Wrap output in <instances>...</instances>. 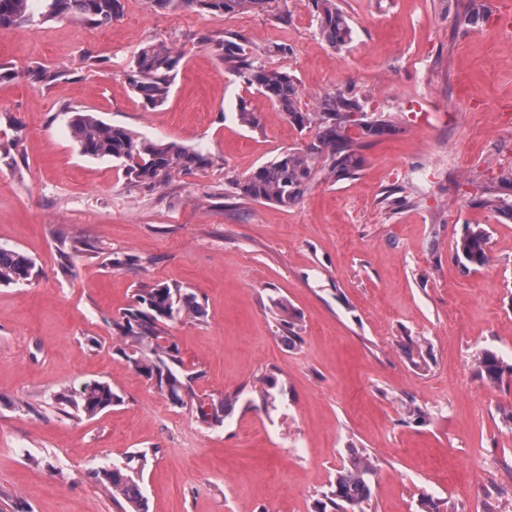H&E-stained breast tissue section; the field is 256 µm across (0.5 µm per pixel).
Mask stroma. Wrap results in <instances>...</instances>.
Listing matches in <instances>:
<instances>
[{
  "instance_id": "1",
  "label": "stroma",
  "mask_w": 512,
  "mask_h": 512,
  "mask_svg": "<svg viewBox=\"0 0 512 512\" xmlns=\"http://www.w3.org/2000/svg\"><path fill=\"white\" fill-rule=\"evenodd\" d=\"M351 42L332 48L310 0L214 16L121 0L106 26L70 21L0 29V154L24 141L18 170L0 161V246L35 276L0 285V512H117L92 477L147 453L148 512H313L349 444L377 457L367 512H512V379L478 380L483 348L512 362V217L479 205L512 197V36L491 23L496 0H336ZM481 21L464 24L465 14ZM235 35L248 55L288 71L301 111L341 94L393 132L367 139L350 178H318L284 207L236 195L251 169L315 137L225 69L205 35ZM182 54L167 101L144 108L124 72L149 41ZM284 54H272L277 43ZM60 72L44 84L31 70ZM259 119L241 124L240 103ZM95 112L151 141L220 165L151 190L119 161L80 154L67 108ZM490 235V264L465 272L463 225ZM71 255L63 273L62 252ZM180 284L204 315L168 337L205 402L237 395L223 423L140 376L114 321L137 289ZM300 314L288 345L273 299ZM426 338L427 370L397 350ZM279 378L259 408L256 378ZM93 380L121 401L92 417L55 396ZM428 414L405 419L400 400Z\"/></svg>"
}]
</instances>
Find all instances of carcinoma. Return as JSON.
Returning <instances> with one entry per match:
<instances>
[{"instance_id": "cac0c4a2", "label": "carcinoma", "mask_w": 512, "mask_h": 512, "mask_svg": "<svg viewBox=\"0 0 512 512\" xmlns=\"http://www.w3.org/2000/svg\"><path fill=\"white\" fill-rule=\"evenodd\" d=\"M39 12L31 10L29 0H0V28L23 24L43 25L53 21L74 20L104 26L112 23L122 10L120 0H39ZM277 0H149L156 9L188 6L216 16L235 14L245 9L262 11ZM319 21V32L330 45L341 48L352 40V28L336 0H311ZM224 66L244 83L277 104L288 119L300 128L313 126L316 141L304 149L282 154L275 160L251 170L238 184L237 195L255 202L291 206L310 187L320 170L335 180L349 178L362 163L359 149L362 140L392 131L390 121L378 116L365 118L361 104L342 95L324 98L314 112L296 107L300 93L297 81L288 74L263 63H255L243 55L242 47L232 39L208 38ZM182 55L164 41H151L134 54L125 77L134 93L147 108H155L167 100L181 66ZM72 138L82 155L112 158L122 163L127 178L135 187L154 188L168 184L174 175L186 174L217 164V160L175 143L149 141L121 126L104 122L95 114L76 108L66 110ZM359 130V137L351 135ZM479 203L512 215V201L491 192ZM455 259L465 271L487 266L491 261L489 235L478 224H465L454 241ZM35 267L27 255L0 247V285L31 280ZM280 310V327L288 342L301 339L300 314L278 298L273 301ZM203 309L195 293L179 284H164L141 290L134 304L124 309L120 319L122 340L132 350L127 355L135 371L153 380L176 406L193 401V374L178 371L183 366L175 344L167 342L165 326L183 318L201 317ZM402 353L419 369L428 366L430 352L417 338L406 336L399 343ZM476 377L487 386H498L512 378V364L495 351L485 348L474 358ZM258 397L262 404L274 398L278 377L269 372L261 378ZM59 404L77 413L93 416L121 402V397L105 381H92L78 390H66L57 396ZM236 397L224 396L220 404L198 401L199 418L212 424L223 422L225 413ZM374 457L365 449L348 445L347 457L336 471L329 490L315 502L314 512H365L370 504L371 478L376 475ZM93 478L112 496L118 512H148L147 500L130 466L92 470Z\"/></svg>"}]
</instances>
